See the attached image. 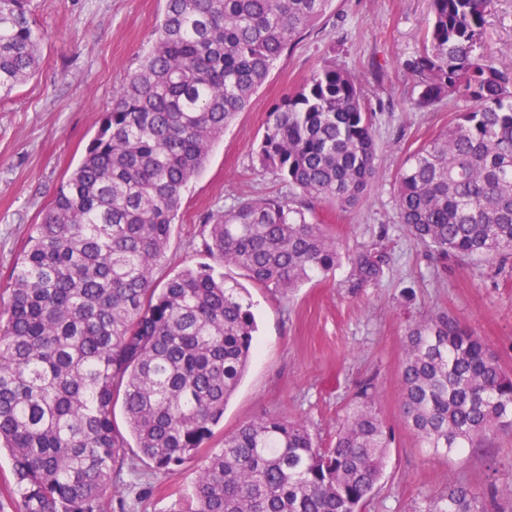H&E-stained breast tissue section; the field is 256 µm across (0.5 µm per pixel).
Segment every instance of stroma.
Segmentation results:
<instances>
[{"instance_id":"stroma-1","label":"stroma","mask_w":512,"mask_h":512,"mask_svg":"<svg viewBox=\"0 0 512 512\" xmlns=\"http://www.w3.org/2000/svg\"><path fill=\"white\" fill-rule=\"evenodd\" d=\"M162 8L163 0H28L44 38L35 75L0 98V306L31 225L40 223L81 161L123 78L138 69ZM429 16L430 0H333L225 127L204 171L183 192L166 257L153 272L160 287L183 268L208 262L203 226L234 199L288 197L254 150L270 110L317 61L333 59L358 77L376 111V182L354 208L317 202L312 209L345 251L375 256L380 276L362 280L345 261L286 295L243 281L258 325L257 350L214 437L279 414L306 421L319 444L330 446L361 387L372 383L394 441L364 512H410L453 481L477 488L492 477L512 489V436L446 457L420 446L401 411L408 327L436 313L471 327L512 373V261L428 252L409 238L395 209L393 184L409 153L445 130L463 106L459 100L405 106L419 89L402 63L422 49ZM485 50L512 58V0H496ZM204 463L197 456L166 477L130 452V470L114 486L109 512H181Z\"/></svg>"}]
</instances>
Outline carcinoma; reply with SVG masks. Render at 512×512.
<instances>
[{
  "mask_svg": "<svg viewBox=\"0 0 512 512\" xmlns=\"http://www.w3.org/2000/svg\"><path fill=\"white\" fill-rule=\"evenodd\" d=\"M332 0H164L140 67L113 95L85 154L33 225L0 308V449L16 512H108L132 447L174 475L213 436L247 368L257 325L238 288L201 263L163 287L182 193L224 127ZM494 0H430L425 46L405 62L413 105L466 102L395 177L401 224L440 254L512 256V60L483 37ZM43 34L27 0H0V95L37 71ZM374 110L325 60L268 115L255 151L290 198H246L209 217L204 246L253 283L291 293L339 266L342 246L304 206H357L374 185ZM363 280L368 252L348 255ZM404 423L436 453L512 434V375L469 326L439 313L409 326ZM368 384L331 448L305 421L267 415L224 436L186 512H362L393 438ZM121 404L125 428L113 411ZM411 512H512L494 480L457 482Z\"/></svg>",
  "mask_w": 512,
  "mask_h": 512,
  "instance_id": "1",
  "label": "carcinoma"
}]
</instances>
